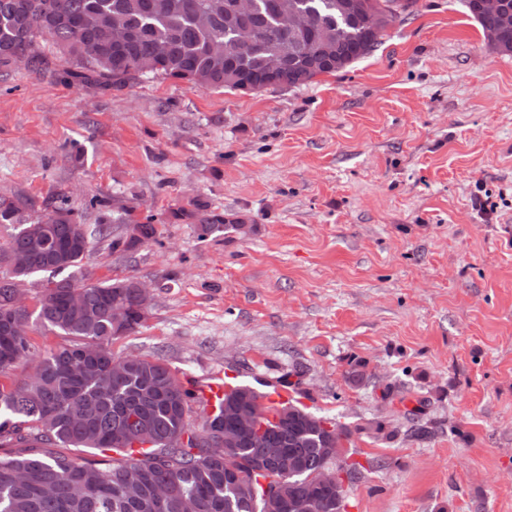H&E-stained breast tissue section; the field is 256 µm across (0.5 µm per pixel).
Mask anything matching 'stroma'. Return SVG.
Instances as JSON below:
<instances>
[{"instance_id": "stroma-1", "label": "stroma", "mask_w": 512, "mask_h": 512, "mask_svg": "<svg viewBox=\"0 0 512 512\" xmlns=\"http://www.w3.org/2000/svg\"><path fill=\"white\" fill-rule=\"evenodd\" d=\"M0 69V195L66 198L94 281L152 287L112 343L223 370L349 430L347 512H512V53L462 0H416L381 45L293 89L103 90L63 54ZM199 201L251 230L200 240ZM383 433H375L374 422ZM145 222H135L131 229V234L125 239L113 240V248L122 247L123 251L136 248L138 245L154 241L156 238V227L153 223L152 216L147 215Z\"/></svg>"}]
</instances>
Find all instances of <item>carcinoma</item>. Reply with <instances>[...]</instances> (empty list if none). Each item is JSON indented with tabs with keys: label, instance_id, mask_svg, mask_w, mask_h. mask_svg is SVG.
I'll return each mask as SVG.
<instances>
[{
	"label": "carcinoma",
	"instance_id": "carcinoma-1",
	"mask_svg": "<svg viewBox=\"0 0 512 512\" xmlns=\"http://www.w3.org/2000/svg\"><path fill=\"white\" fill-rule=\"evenodd\" d=\"M356 2L354 9L347 4ZM304 13L310 27L282 26L269 0H253L242 13L237 0H0V67L43 61L38 39L49 38L77 70V78L102 88L121 89L163 76L204 90H240L271 82L278 88L307 85L370 55L389 26L415 0H285ZM463 4L496 50L512 53V28L497 15ZM122 28L120 46L97 35ZM250 28L258 38L238 41ZM329 45L332 54H322ZM281 69L269 74L267 59ZM187 217L198 238L243 234L246 219L224 215L199 203ZM0 226L12 230L10 254L32 256L27 268L0 276V378L33 356L30 334L56 332L73 343L43 351L33 373L21 383L0 381V512H267L266 488L278 487L286 512H345L344 490H317L308 479L326 464H337L348 480L359 469L330 455L348 429L308 412L297 401L267 405L249 385L224 392V404L203 414L201 429L191 422L197 404L192 381L158 359L116 357L112 341L141 327L137 279L91 282L83 272L91 240L66 201L29 216L22 201L0 195ZM153 218L137 222L112 248L132 250L155 240ZM49 274L35 308L14 303L20 282ZM81 295L74 308L72 293ZM124 311L117 325L112 312ZM236 412H259L265 437L234 430ZM282 448L281 460L267 461L265 449ZM113 451L112 459L78 458L68 451Z\"/></svg>",
	"mask_w": 512,
	"mask_h": 512
}]
</instances>
